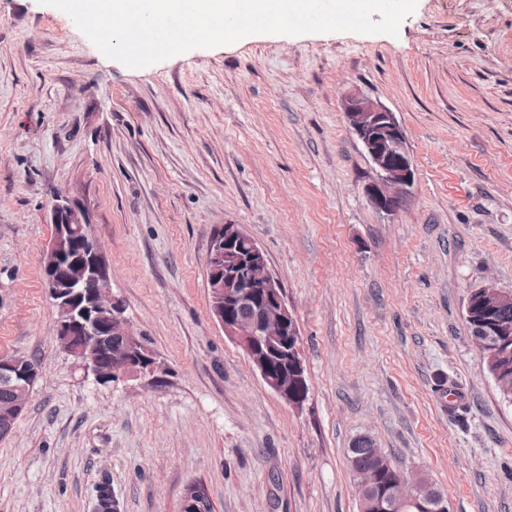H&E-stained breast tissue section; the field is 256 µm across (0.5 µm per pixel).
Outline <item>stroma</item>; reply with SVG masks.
<instances>
[{"label": "stroma", "instance_id": "stroma-1", "mask_svg": "<svg viewBox=\"0 0 512 512\" xmlns=\"http://www.w3.org/2000/svg\"><path fill=\"white\" fill-rule=\"evenodd\" d=\"M394 112L415 182L394 215L341 100ZM82 207L112 294L165 369L100 384L56 341L42 255ZM237 224L294 312L309 395L277 396L210 312V237ZM512 291V0H418L398 36L252 34L146 68L62 11L0 0V356L42 376L0 437V512H360L372 438L450 512H512V403L470 291ZM210 508L203 486L197 482L190 483L185 490L180 512H210Z\"/></svg>", "mask_w": 512, "mask_h": 512}]
</instances>
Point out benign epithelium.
<instances>
[{"mask_svg":"<svg viewBox=\"0 0 512 512\" xmlns=\"http://www.w3.org/2000/svg\"><path fill=\"white\" fill-rule=\"evenodd\" d=\"M348 127L371 159L377 179L365 187L370 204L385 213L398 212L415 182L406 134L393 112L357 94L345 97ZM56 227L43 253L44 283L57 309V341L74 363L96 382L124 379L159 371L145 337L133 328L123 306L112 296L104 249L90 231L83 210L60 198L51 208ZM207 282L214 319L248 357L265 384L286 403L301 407L296 390L306 385L297 321L283 288L274 277L261 246L237 224H225L212 235L207 258ZM512 305V292L482 287L470 292L468 318L471 338L490 357L512 349V325L500 311ZM12 382V393L0 402V431L13 429L25 410L39 368L13 355L0 357V378ZM372 453L379 469L355 471L361 512H448V499L424 478L404 474L385 494H374L377 475L391 467L378 447ZM203 486L190 483L180 512H209Z\"/></svg>","mask_w":512,"mask_h":512,"instance_id":"1","label":"benign epithelium"}]
</instances>
